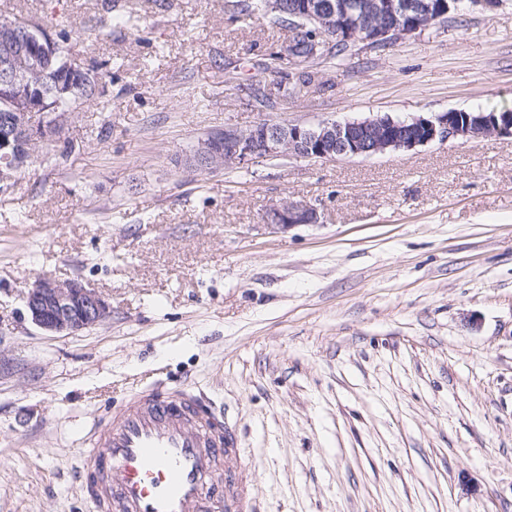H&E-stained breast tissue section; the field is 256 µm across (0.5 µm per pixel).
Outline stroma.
Masks as SVG:
<instances>
[{"label":"stroma","mask_w":512,"mask_h":512,"mask_svg":"<svg viewBox=\"0 0 512 512\" xmlns=\"http://www.w3.org/2000/svg\"><path fill=\"white\" fill-rule=\"evenodd\" d=\"M7 0L112 77L0 193V512H94L87 422L162 381L238 433L254 512H512V138L209 172L224 125L512 110V0L319 68L260 112L288 33L235 0ZM313 224L268 226L283 202ZM79 279L112 307L48 336L25 299Z\"/></svg>","instance_id":"1"}]
</instances>
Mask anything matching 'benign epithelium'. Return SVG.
I'll return each instance as SVG.
<instances>
[{
    "instance_id": "benign-epithelium-1",
    "label": "benign epithelium",
    "mask_w": 512,
    "mask_h": 512,
    "mask_svg": "<svg viewBox=\"0 0 512 512\" xmlns=\"http://www.w3.org/2000/svg\"><path fill=\"white\" fill-rule=\"evenodd\" d=\"M455 4L457 0H413L400 5L396 0H363L356 11L346 0H295L290 10L316 30L332 31L336 39L362 50L421 32L446 17ZM295 35L288 32L278 54L289 61L293 72H306L326 43L314 39L307 51L299 52ZM59 55L61 69L52 89L30 79L33 73L43 71L45 61ZM90 76L80 55L71 51L60 54L58 40L47 27L10 21L0 25V103L7 107L0 116L1 192L11 187L15 174L31 160V147L61 141L75 113L55 111V101ZM489 136L512 138L511 112L450 110L404 121L384 115L344 123L326 120L316 125L259 122L245 129L228 126L210 134L184 164L221 171L280 158L367 157L410 151L435 141ZM266 220L268 225L286 230L315 223L317 210L308 204L284 202L272 209ZM26 313L45 334L69 336L106 321L111 308L102 295L78 279L61 282L40 277L27 295Z\"/></svg>"
}]
</instances>
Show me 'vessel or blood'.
Listing matches in <instances>:
<instances>
[{"label":"vessel or blood","instance_id":"obj_1","mask_svg":"<svg viewBox=\"0 0 512 512\" xmlns=\"http://www.w3.org/2000/svg\"><path fill=\"white\" fill-rule=\"evenodd\" d=\"M77 473L95 512H243L234 427L191 388L155 385L89 424Z\"/></svg>","mask_w":512,"mask_h":512}]
</instances>
